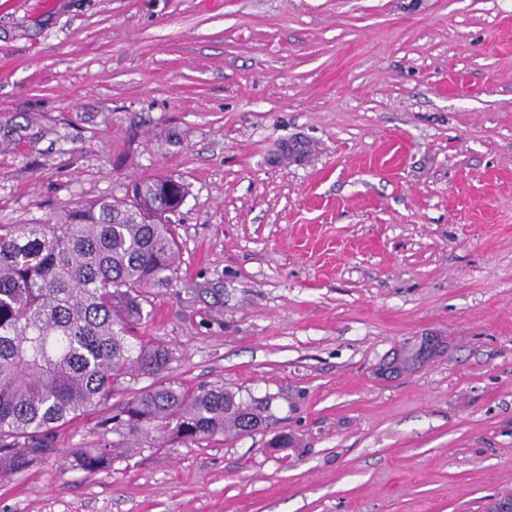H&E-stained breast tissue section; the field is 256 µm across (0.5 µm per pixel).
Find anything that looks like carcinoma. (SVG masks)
<instances>
[{
    "label": "carcinoma",
    "instance_id": "cac0c4a2",
    "mask_svg": "<svg viewBox=\"0 0 512 512\" xmlns=\"http://www.w3.org/2000/svg\"><path fill=\"white\" fill-rule=\"evenodd\" d=\"M186 194L173 178H149L129 200L67 204L47 224H0V477L47 459L56 430L87 414H100L96 429L150 447L260 430L257 408L222 387L128 392L131 380L169 369V349L135 332L145 294L178 279L169 213ZM112 452L75 448L71 468L99 472Z\"/></svg>",
    "mask_w": 512,
    "mask_h": 512
}]
</instances>
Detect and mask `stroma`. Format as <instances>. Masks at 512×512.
<instances>
[{
	"label": "stroma",
	"instance_id": "35a3bbf8",
	"mask_svg": "<svg viewBox=\"0 0 512 512\" xmlns=\"http://www.w3.org/2000/svg\"><path fill=\"white\" fill-rule=\"evenodd\" d=\"M156 176L189 194L138 333L267 424L88 473L79 419L0 512L512 495V0H0V224Z\"/></svg>",
	"mask_w": 512,
	"mask_h": 512
}]
</instances>
